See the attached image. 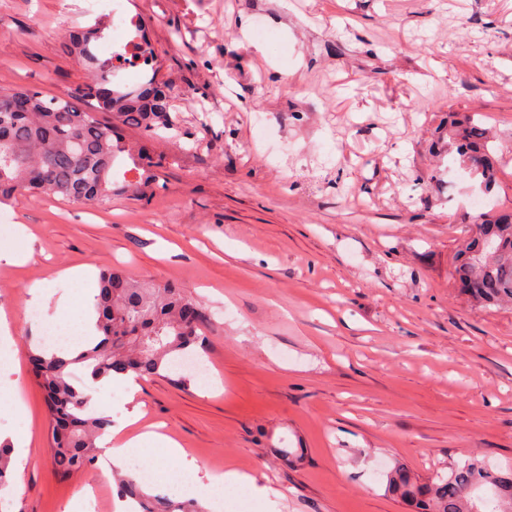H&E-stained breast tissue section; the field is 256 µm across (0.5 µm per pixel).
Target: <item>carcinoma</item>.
Masks as SVG:
<instances>
[{
  "label": "carcinoma",
  "mask_w": 512,
  "mask_h": 512,
  "mask_svg": "<svg viewBox=\"0 0 512 512\" xmlns=\"http://www.w3.org/2000/svg\"><path fill=\"white\" fill-rule=\"evenodd\" d=\"M76 49L90 65L77 91L49 98L36 88H0V200L41 193L100 204L114 192L112 167L120 153L128 154L138 171V179L125 181L121 190L140 193L154 180V163L143 150L126 145L112 123L100 121L97 110L115 112L124 125L158 137L175 128L165 87L153 75L137 88L115 89L112 59L98 57L86 40L76 42ZM448 138L462 165L490 193L498 160L482 125L472 115L452 112ZM454 272L473 299L512 302V209L492 210L474 225ZM95 308L94 344L73 358L40 349L30 354L46 391L52 459L62 478L95 465L104 455L97 440L112 425V418L84 411L89 387L73 383L74 365L92 368L99 378L130 373L152 378L199 342L202 313L177 288H146L108 269L100 274ZM116 482L120 497L136 504L135 512H202L195 502L153 494L123 476ZM387 486L412 512H512V469L497 471L477 458L427 480L396 465Z\"/></svg>",
  "instance_id": "cac0c4a2"
}]
</instances>
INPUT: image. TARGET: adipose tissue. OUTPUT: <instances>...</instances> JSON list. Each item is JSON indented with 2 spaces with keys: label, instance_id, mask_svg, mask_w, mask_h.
Listing matches in <instances>:
<instances>
[{
  "label": "adipose tissue",
  "instance_id": "ef3b65f1",
  "mask_svg": "<svg viewBox=\"0 0 512 512\" xmlns=\"http://www.w3.org/2000/svg\"><path fill=\"white\" fill-rule=\"evenodd\" d=\"M55 315L58 318H76L79 338L76 345L68 350L69 355H76L79 350L94 343L97 338L95 327L94 299L85 296L81 305H73L68 299H58L55 306ZM148 443H158L166 448V463L173 478H181L184 473L199 474L200 468L195 460L187 458L185 452L172 439L158 433L118 434L117 430H108L98 441L99 447L104 450L107 468L117 470L130 478H138L137 470L128 466L129 451L140 448Z\"/></svg>",
  "mask_w": 512,
  "mask_h": 512
}]
</instances>
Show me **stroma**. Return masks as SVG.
<instances>
[{"label": "stroma", "instance_id": "obj_1", "mask_svg": "<svg viewBox=\"0 0 512 512\" xmlns=\"http://www.w3.org/2000/svg\"><path fill=\"white\" fill-rule=\"evenodd\" d=\"M84 0H0V85L45 95L88 76L68 36ZM158 59L177 127L144 146L162 187L85 204L30 193L0 203V309L13 323L0 432L29 436L0 490L6 512H116L97 468L59 478L28 349V287L79 300L97 274L172 286L206 315L215 386L145 379L104 407H139L202 469L274 491L263 512H408L398 464L427 479L470 456L512 466V305L455 280L480 191L448 141L474 115L502 159L490 206L512 208V0H126ZM90 269V280L61 277ZM301 449L284 462L278 449Z\"/></svg>", "mask_w": 512, "mask_h": 512}]
</instances>
